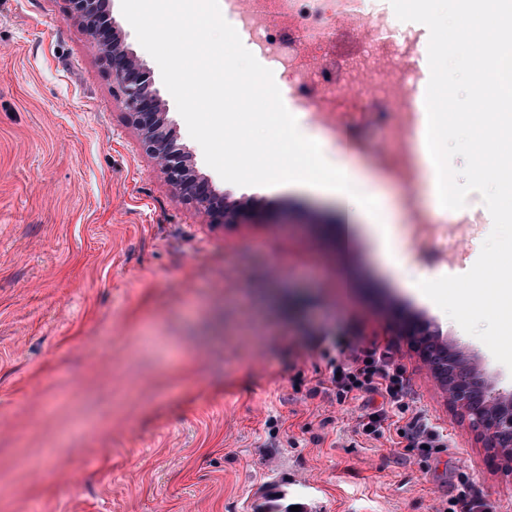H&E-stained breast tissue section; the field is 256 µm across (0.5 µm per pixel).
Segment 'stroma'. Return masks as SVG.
I'll return each mask as SVG.
<instances>
[{"instance_id":"35a3bbf8","label":"stroma","mask_w":512,"mask_h":512,"mask_svg":"<svg viewBox=\"0 0 512 512\" xmlns=\"http://www.w3.org/2000/svg\"><path fill=\"white\" fill-rule=\"evenodd\" d=\"M109 9L194 170L263 203L248 224L197 211L141 149L68 0H0V512H444L462 476L512 512V472L487 464L396 321H434L499 385L512 370L398 279L366 221L343 246L335 199L222 180L121 0ZM327 136L376 182L405 263L470 270L481 241L418 253L417 225L449 221L419 179ZM327 337L393 342L446 451L360 434L379 396L315 391Z\"/></svg>"}]
</instances>
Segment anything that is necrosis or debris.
Listing matches in <instances>:
<instances>
[{"label": "necrosis or debris", "instance_id": "4bbe7bcc", "mask_svg": "<svg viewBox=\"0 0 512 512\" xmlns=\"http://www.w3.org/2000/svg\"><path fill=\"white\" fill-rule=\"evenodd\" d=\"M230 11L252 33L255 47L282 69L289 103L308 113L331 114L338 128L352 118L389 127L398 149L406 148L404 115L420 109L410 65L419 51L416 34L380 40L379 32L390 25L388 14L350 12L345 0H234ZM337 26L355 28L364 37L365 57L352 66L345 83L323 50L324 32Z\"/></svg>", "mask_w": 512, "mask_h": 512}]
</instances>
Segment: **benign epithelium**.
I'll list each match as a JSON object with an SVG mask.
<instances>
[{
    "label": "benign epithelium",
    "instance_id": "1",
    "mask_svg": "<svg viewBox=\"0 0 512 512\" xmlns=\"http://www.w3.org/2000/svg\"><path fill=\"white\" fill-rule=\"evenodd\" d=\"M71 12L87 31L98 35L107 21L100 10L102 0H69ZM102 57L110 63L113 84L129 120L137 131L142 149L154 160L166 182L178 193L184 191L196 208L224 224H247L242 210L228 211L206 179L192 178L186 166L187 149L178 143L174 128L164 127L157 113V94L152 90L150 72L127 57L109 40H100ZM400 335L410 339L424 365L448 396V402L468 415L473 427L503 464L512 467V391L494 389L493 383L468 367L459 355L447 358L435 346L427 321L397 322Z\"/></svg>",
    "mask_w": 512,
    "mask_h": 512
}]
</instances>
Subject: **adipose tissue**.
<instances>
[{
  "label": "adipose tissue",
  "instance_id": "adipose-tissue-1",
  "mask_svg": "<svg viewBox=\"0 0 512 512\" xmlns=\"http://www.w3.org/2000/svg\"><path fill=\"white\" fill-rule=\"evenodd\" d=\"M277 135L285 141L293 159L289 176L292 185L325 191L341 202L340 216L345 225L356 218L368 217L377 232L387 258L394 262L402 281L416 284L417 272L400 262L392 226L387 222V208L376 187L353 172L348 162L335 157L328 143L301 118L280 119ZM422 183L431 206L439 213L459 214L465 202L452 193V166H424Z\"/></svg>",
  "mask_w": 512,
  "mask_h": 512
}]
</instances>
